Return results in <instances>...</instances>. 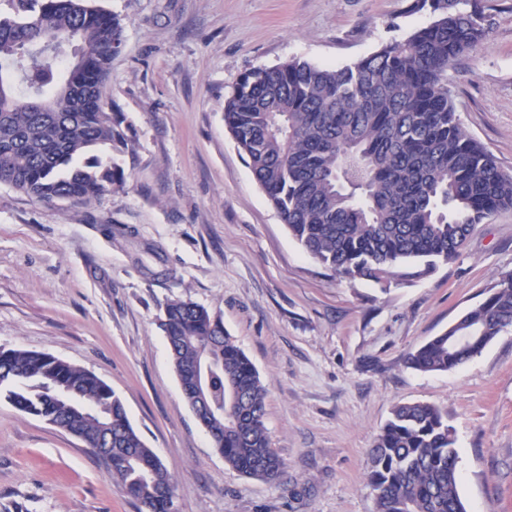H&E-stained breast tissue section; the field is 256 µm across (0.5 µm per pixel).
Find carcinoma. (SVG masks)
Wrapping results in <instances>:
<instances>
[{
	"label": "carcinoma",
	"instance_id": "1",
	"mask_svg": "<svg viewBox=\"0 0 512 512\" xmlns=\"http://www.w3.org/2000/svg\"><path fill=\"white\" fill-rule=\"evenodd\" d=\"M0 17V184L42 202L86 204L125 186L112 150L133 151L101 88L124 39L122 19L93 0H18ZM468 0H415L433 20L350 65L291 59L244 73L224 124L304 251L339 276L384 283L395 269L455 260L476 224L512 208V172L462 127L448 68L487 33ZM484 339L452 348L448 333L410 353L420 372H446L512 327V273L465 313ZM159 326L176 376L209 350L211 403L224 407L214 447L242 475L280 483L284 460L265 427L267 387L220 317L191 301L166 304ZM0 397L81 439L139 512H175L174 485L154 463L124 404L94 373L49 354L0 349ZM154 469L153 483L131 464ZM447 415L397 404L371 451L376 512H466Z\"/></svg>",
	"mask_w": 512,
	"mask_h": 512
}]
</instances>
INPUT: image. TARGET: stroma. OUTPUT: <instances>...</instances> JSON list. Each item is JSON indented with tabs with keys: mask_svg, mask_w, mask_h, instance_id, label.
I'll return each instance as SVG.
<instances>
[{
	"mask_svg": "<svg viewBox=\"0 0 512 512\" xmlns=\"http://www.w3.org/2000/svg\"><path fill=\"white\" fill-rule=\"evenodd\" d=\"M414 0H96L125 23L102 90L135 150L124 188L87 206L0 185V347L96 374L176 477V512H375L365 486L399 403L448 414L467 512H512V328L464 365L406 360L512 272V209L462 254L385 285L340 277L294 240L228 134L243 73L344 66L428 24ZM484 40L448 70L460 121L512 170V0H478ZM218 314L268 392L280 484L225 464L185 401L159 318ZM0 512H138L75 436L0 399Z\"/></svg>",
	"mask_w": 512,
	"mask_h": 512,
	"instance_id": "stroma-1",
	"label": "stroma"
}]
</instances>
